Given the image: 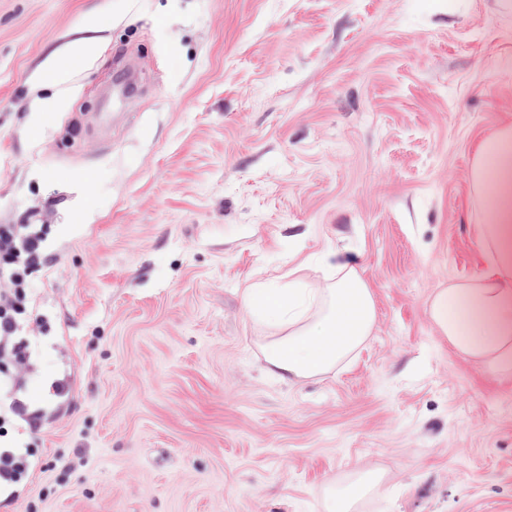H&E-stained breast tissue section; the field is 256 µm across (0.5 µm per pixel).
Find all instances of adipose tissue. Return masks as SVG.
Masks as SVG:
<instances>
[{
	"label": "adipose tissue",
	"mask_w": 512,
	"mask_h": 512,
	"mask_svg": "<svg viewBox=\"0 0 512 512\" xmlns=\"http://www.w3.org/2000/svg\"><path fill=\"white\" fill-rule=\"evenodd\" d=\"M476 181L491 189L488 224L479 237L492 261L481 281L440 291L430 318L461 354L491 372L512 374V128L489 138L474 168ZM325 288L302 281L256 284L245 293L250 315L273 329L260 349L266 373L284 384L328 374L366 342L375 321L370 289L344 257ZM382 475L356 472L327 490L326 512H354L355 504L378 490Z\"/></svg>",
	"instance_id": "1"
}]
</instances>
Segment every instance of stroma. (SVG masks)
I'll use <instances>...</instances> for the list:
<instances>
[{"mask_svg": "<svg viewBox=\"0 0 512 512\" xmlns=\"http://www.w3.org/2000/svg\"><path fill=\"white\" fill-rule=\"evenodd\" d=\"M507 126L503 0H0V226L46 254L0 359L40 419L0 427L28 462L0 512H325L362 468L358 512H512V376L429 315L487 265L473 170ZM336 251L373 331L279 383L244 290L326 287ZM95 52V44L88 40H79L70 45L63 57L52 61L46 67L44 79L48 83L56 82L63 72L78 68ZM382 474L374 470L355 473L353 479L344 485L330 486L327 490V512H354L355 504L362 498L378 490Z\"/></svg>", "mask_w": 512, "mask_h": 512, "instance_id": "1", "label": "stroma"}]
</instances>
